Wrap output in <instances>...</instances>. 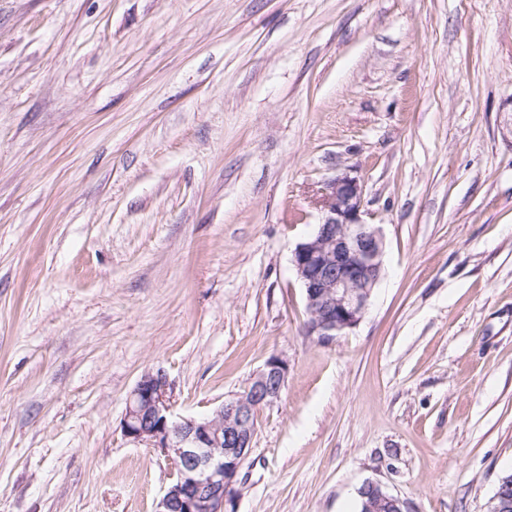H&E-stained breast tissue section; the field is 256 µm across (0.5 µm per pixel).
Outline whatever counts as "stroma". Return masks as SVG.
Listing matches in <instances>:
<instances>
[{"instance_id": "35a3bbf8", "label": "stroma", "mask_w": 512, "mask_h": 512, "mask_svg": "<svg viewBox=\"0 0 512 512\" xmlns=\"http://www.w3.org/2000/svg\"><path fill=\"white\" fill-rule=\"evenodd\" d=\"M342 171L382 225L361 323L304 333ZM238 512H485L512 473V0H0V512H154L121 430L270 357ZM364 500L358 495V512H410L406 504L398 497L385 492L382 487L374 482H367L358 490Z\"/></svg>"}]
</instances>
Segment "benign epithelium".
<instances>
[{
    "label": "benign epithelium",
    "instance_id": "1",
    "mask_svg": "<svg viewBox=\"0 0 512 512\" xmlns=\"http://www.w3.org/2000/svg\"><path fill=\"white\" fill-rule=\"evenodd\" d=\"M318 206L319 222L297 243L292 264L304 292L306 335L330 341L367 314L382 277L385 238L381 225L365 220L363 186L348 172L325 185ZM287 375L288 361L274 355L243 391L199 418L174 414L173 386L163 369L142 375L127 399L122 430L172 465L154 512H236L257 414L280 397ZM359 493L365 512H409L377 483L363 484Z\"/></svg>",
    "mask_w": 512,
    "mask_h": 512
}]
</instances>
